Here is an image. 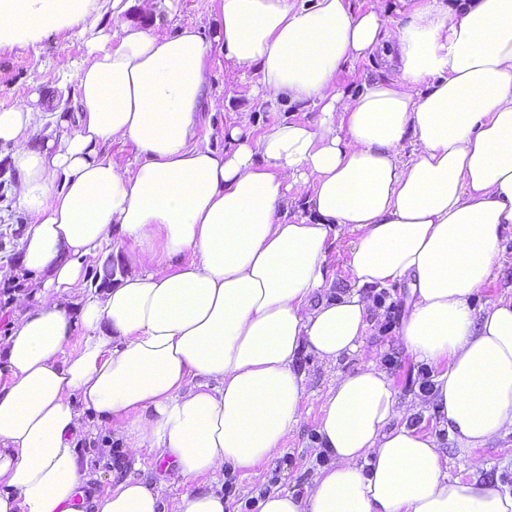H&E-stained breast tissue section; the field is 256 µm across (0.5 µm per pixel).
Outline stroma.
<instances>
[{"instance_id": "1", "label": "stroma", "mask_w": 512, "mask_h": 512, "mask_svg": "<svg viewBox=\"0 0 512 512\" xmlns=\"http://www.w3.org/2000/svg\"><path fill=\"white\" fill-rule=\"evenodd\" d=\"M217 20L213 0H174L173 7L159 16L160 33L174 34L180 27L197 24L204 28L214 27ZM88 34L81 26L61 17L50 21L25 16L20 18L16 30L0 37V110L25 102L32 92H39L43 102H50L59 93L60 86L73 85L79 63L87 56ZM211 65L210 99L216 113L213 126L239 125L242 117H249L252 136L271 130L283 118L282 113L266 111L254 96L253 88L258 77L253 70L239 67L226 60L217 46H210ZM22 215L10 211L0 216V288L12 284L21 254L25 231ZM375 361L385 367L394 381L396 399L406 404L414 393V363L409 353L400 345L395 333H372L365 339L361 353L337 366L318 364L312 356H303L300 366L308 378L309 397L302 406L301 421L289 433L283 456L272 463L261 465L249 475L232 476V497L242 502L259 487L276 485L291 489L303 485L318 467V449L313 442L315 428L320 417L323 396L337 373H345L356 367ZM109 440L113 454L121 455L119 442L113 441L111 431H104L102 440ZM102 440L93 441L94 470L98 471V489L112 484L113 477H136L157 482L153 470V457L141 454L140 468H133L130 458L123 457L121 464L104 461L99 448ZM448 454V472L463 479L471 475L472 462L483 465L481 474L486 479H500L512 483V433L495 438L484 447L474 449L471 460L457 456L453 440L442 442Z\"/></svg>"}]
</instances>
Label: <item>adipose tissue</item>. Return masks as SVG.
<instances>
[{"label":"adipose tissue","mask_w":512,"mask_h":512,"mask_svg":"<svg viewBox=\"0 0 512 512\" xmlns=\"http://www.w3.org/2000/svg\"><path fill=\"white\" fill-rule=\"evenodd\" d=\"M217 2L207 38L155 31L172 0H112L120 30L89 48L51 128L36 131L38 95L0 111V208L26 215L19 273L42 282L0 340V512H78L98 478L81 448L115 419L182 485L175 512H229L225 473L281 457L301 420V355L359 353L377 293L400 283L399 340L427 386L400 407L376 363L337 374L316 430L326 464L304 491L254 492V508L512 512L511 486L449 478L439 440L466 459L512 432V293L472 302L512 229V0H400L394 28L358 0ZM95 4L0 0V34L26 11L93 28ZM212 41L255 70L266 110L318 120L255 138L227 126L211 146ZM352 61L393 75L336 90ZM120 140L134 167L110 156ZM343 237L339 292L328 254ZM114 242L126 271L85 293L86 259ZM427 409L433 433L413 421ZM93 504L161 512L160 486L129 475Z\"/></svg>","instance_id":"ef3b65f1"}]
</instances>
